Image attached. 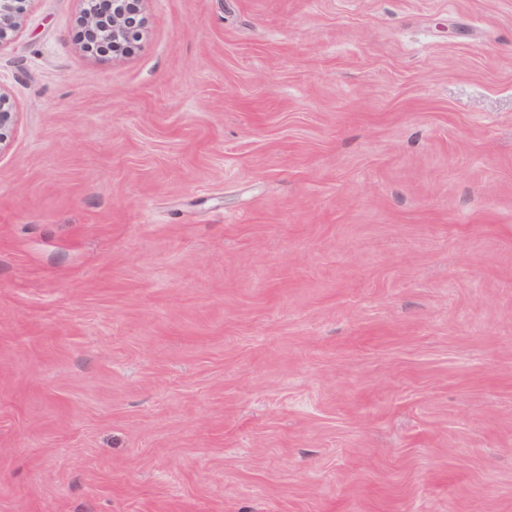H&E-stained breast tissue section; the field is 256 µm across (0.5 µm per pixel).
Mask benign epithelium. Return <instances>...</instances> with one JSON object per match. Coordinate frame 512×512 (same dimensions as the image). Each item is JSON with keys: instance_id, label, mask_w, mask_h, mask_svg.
I'll use <instances>...</instances> for the list:
<instances>
[{"instance_id": "obj_1", "label": "benign epithelium", "mask_w": 512, "mask_h": 512, "mask_svg": "<svg viewBox=\"0 0 512 512\" xmlns=\"http://www.w3.org/2000/svg\"><path fill=\"white\" fill-rule=\"evenodd\" d=\"M26 0H0V42L13 32L21 21ZM86 7L80 17L83 29L91 38L114 46L133 44L140 39L144 27L143 0H106L109 9H100V0H83ZM7 95L0 91V146L6 143L14 115L6 109Z\"/></svg>"}]
</instances>
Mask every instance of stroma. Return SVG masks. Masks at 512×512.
Listing matches in <instances>:
<instances>
[{
	"mask_svg": "<svg viewBox=\"0 0 512 512\" xmlns=\"http://www.w3.org/2000/svg\"><path fill=\"white\" fill-rule=\"evenodd\" d=\"M83 8L0 43V512H512V0ZM86 7L80 17L83 29L92 39L112 42L114 46L136 43L144 23L143 0H83ZM100 2H108L111 9L100 10Z\"/></svg>",
	"mask_w": 512,
	"mask_h": 512,
	"instance_id": "35a3bbf8",
	"label": "stroma"
}]
</instances>
